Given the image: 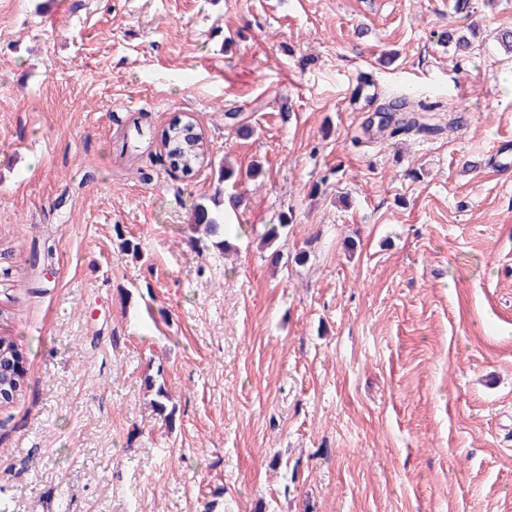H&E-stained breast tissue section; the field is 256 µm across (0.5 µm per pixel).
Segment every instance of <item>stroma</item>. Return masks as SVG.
<instances>
[{
	"mask_svg": "<svg viewBox=\"0 0 512 512\" xmlns=\"http://www.w3.org/2000/svg\"><path fill=\"white\" fill-rule=\"evenodd\" d=\"M472 3L0 0V506L512 512V0ZM166 158L173 169L191 177L207 161V151L201 134L195 131L190 117L172 122L162 133ZM216 198L211 199L213 207L208 204L199 203L194 209V224L196 228L202 230L206 236L218 239L216 246H228L226 239H221L227 232V226L224 224V200ZM17 345L7 336H0V391L2 389L11 391L12 396L3 402L9 403L22 391L24 376L21 377L16 371Z\"/></svg>",
	"mask_w": 512,
	"mask_h": 512,
	"instance_id": "35a3bbf8",
	"label": "stroma"
}]
</instances>
